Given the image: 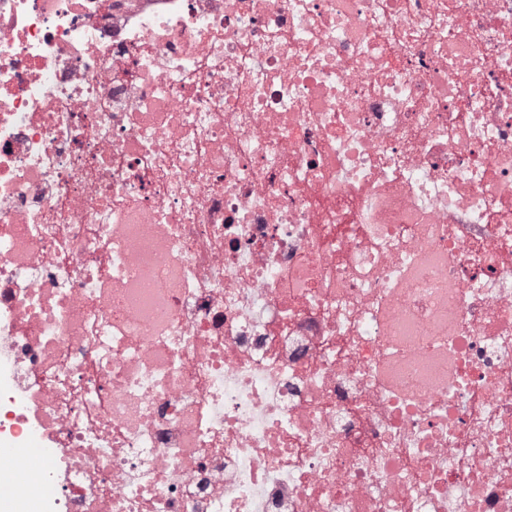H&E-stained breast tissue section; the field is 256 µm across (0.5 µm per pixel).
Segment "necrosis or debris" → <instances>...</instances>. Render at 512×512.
Here are the masks:
<instances>
[{
	"label": "necrosis or debris",
	"mask_w": 512,
	"mask_h": 512,
	"mask_svg": "<svg viewBox=\"0 0 512 512\" xmlns=\"http://www.w3.org/2000/svg\"><path fill=\"white\" fill-rule=\"evenodd\" d=\"M0 447L16 512H512V0H0Z\"/></svg>",
	"instance_id": "4bbe7bcc"
}]
</instances>
